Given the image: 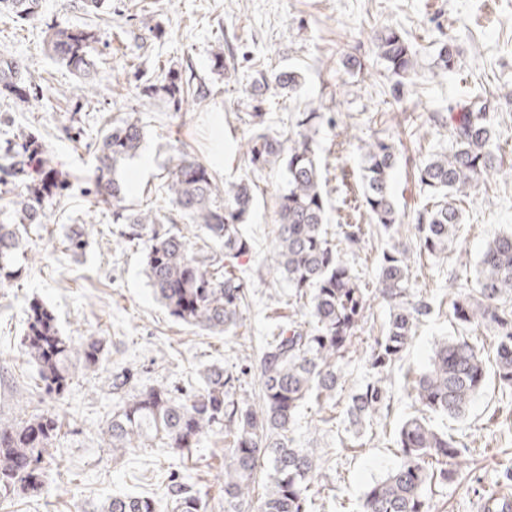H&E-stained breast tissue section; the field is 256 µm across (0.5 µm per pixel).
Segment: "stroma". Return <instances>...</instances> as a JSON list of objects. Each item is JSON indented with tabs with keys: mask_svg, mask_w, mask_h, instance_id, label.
Wrapping results in <instances>:
<instances>
[{
	"mask_svg": "<svg viewBox=\"0 0 512 512\" xmlns=\"http://www.w3.org/2000/svg\"><path fill=\"white\" fill-rule=\"evenodd\" d=\"M52 23L97 33L100 65L92 91L47 56L44 30ZM383 23L402 29L417 51V74L397 96L371 42L373 28ZM449 40L460 56L452 75L432 66L437 45ZM218 50L224 53L220 72L211 63ZM0 53L22 61L30 90L24 102L0 96V145L35 137L67 183L46 223L30 230L21 278L0 288V422L51 410L63 420L65 436L52 451L41 495L19 491L0 498V512H89L115 493L164 501L174 480L209 500L210 512H224L223 425H212L188 451L138 448L117 459L101 430L112 416V375L124 367L132 369L136 388L162 382L188 394L202 386L206 367L245 364L249 371L235 397L258 405V357L276 316L307 319L266 264L284 170L279 160L259 170L250 165V113H264L266 128L281 139L298 113H322L314 148L329 201L328 232L335 238L341 225L355 221L345 200L361 196L362 146L375 137L394 143L393 192L403 216L398 236L408 242L427 199L414 177L417 164L448 151L444 118L450 108L476 93L487 97L508 171L486 178L464 199L463 222L447 256L415 264L418 288L435 310L417 327L403 366L424 368L435 343L455 335L449 278L474 276L487 243L512 230V0H108L96 14L83 0H42L36 21L0 14ZM347 55L360 60L361 69L346 71ZM288 67L305 76L298 92L252 96L259 74ZM170 71L189 79L198 96L177 105L150 94ZM129 117L144 132L138 156L122 170L132 187L129 204L168 207L164 165L181 148L206 162L219 184L253 181L256 200L244 226L252 251L240 261L247 298L236 331L217 335L172 318L147 287L142 255L124 243L111 210L91 206L99 133L106 120ZM67 224L87 227L82 257L64 248ZM33 299L53 312L63 335L107 339L100 368L79 372L57 400L40 389L36 367L20 345ZM402 384L398 376L388 387L391 413L374 416L357 436L346 430L345 403H338L332 427L313 410L301 412L294 439L331 462L321 493L325 512H339L344 501L358 503L397 465L394 434L412 412ZM432 423L464 447L460 478L429 494L432 512H477L480 493L512 470V400L491 378L465 418Z\"/></svg>",
	"mask_w": 512,
	"mask_h": 512,
	"instance_id": "stroma-1",
	"label": "stroma"
}]
</instances>
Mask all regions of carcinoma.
Masks as SVG:
<instances>
[{
	"label": "carcinoma",
	"instance_id": "carcinoma-1",
	"mask_svg": "<svg viewBox=\"0 0 512 512\" xmlns=\"http://www.w3.org/2000/svg\"><path fill=\"white\" fill-rule=\"evenodd\" d=\"M41 0H0L6 11L22 21L40 16ZM46 52L67 67L84 85L96 74L95 32L61 24L46 26ZM384 76L393 81L392 94L416 71V51L404 32L382 25L372 36ZM459 66V52L451 42L441 43L434 67L442 73ZM304 76L296 69L262 75L251 91L274 87L288 93L301 89ZM170 99L184 98L181 75L169 73L156 88ZM0 94L26 98V76L21 62L0 53ZM488 99L474 96L448 114L452 147L434 154L417 168V181L429 201L417 213L415 244L395 239L401 214L392 192L397 164L394 146L374 138L362 147L360 179L362 203L369 224H344L334 244L325 228L326 199L313 149L322 115L299 114L288 138L289 145L261 131L264 114H251L256 132L250 140L248 159L264 167L282 159L285 189L278 198L276 245L270 267L288 282L292 296L309 310L307 323L294 321L276 326L265 340L259 357L260 399L256 411L234 399L235 378L221 366L202 372L204 387L189 399L173 396L163 386L136 390L129 374L113 376L117 402L102 429L112 455L132 448L198 446L216 423H224L230 439L224 453V512H248L258 473L266 468L265 493L258 512H316L322 462L309 448L289 437L299 410L308 402L336 407L346 379L341 364L367 321L371 303L380 299L389 309L385 330L366 351L370 381L348 395L349 426L360 431L366 420L390 411L386 382L409 348L421 318L431 306L412 287L413 255L439 256L462 224L456 204L467 190L502 168L500 147L491 121ZM144 139L139 121L125 119L107 127L95 152L94 205L112 209V223L122 225L125 243L143 256L147 286L176 320L213 333H228L243 318L247 283L236 273L239 259L251 250L242 225L253 210L250 183L242 181L221 189L212 169L181 153L171 160L165 181L166 194L179 218L194 224L211 251L190 244L176 219L154 209L138 210L127 204L130 189L120 175L123 164L135 158ZM0 172L14 179L11 190L16 205L11 222H0V288L21 271L18 257L25 252L22 224H43L46 208L63 190L52 159L32 139L8 142L0 153ZM390 236L378 267V287L370 289L345 259L373 233ZM87 236L83 224H70L63 244L71 255H83ZM455 299L452 317L466 328L482 325L495 336V377L512 393V232L495 236L483 251L473 280L451 282ZM106 340L89 336L76 342L59 331L56 318L42 302L29 306L22 339L26 354L37 369L42 390L61 396L69 388L76 367L95 371L105 355ZM487 377L484 347L467 336L444 338L435 345L426 368L406 372L408 396L417 413L404 419L395 436L399 464L364 494L354 512H431L428 487L455 479L460 470V442L427 422L430 412L461 418ZM60 438L56 414L45 412L19 422H0V496L20 490L40 493L45 485L46 456ZM208 512V503L190 485L171 488L166 506L151 497L123 495L102 501L95 512Z\"/></svg>",
	"mask_w": 512,
	"mask_h": 512
}]
</instances>
